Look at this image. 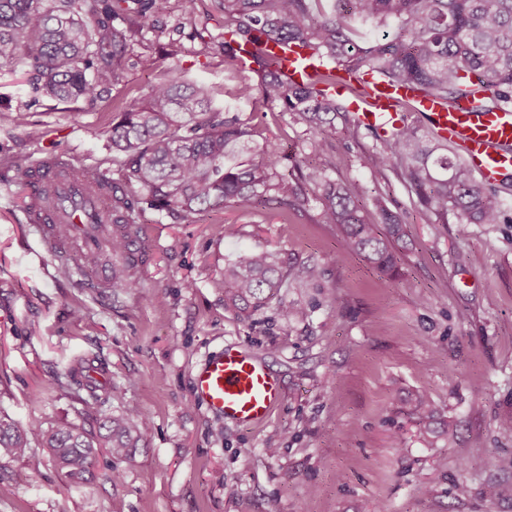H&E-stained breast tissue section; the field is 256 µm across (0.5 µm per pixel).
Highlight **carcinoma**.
Instances as JSON below:
<instances>
[{"instance_id": "obj_1", "label": "carcinoma", "mask_w": 512, "mask_h": 512, "mask_svg": "<svg viewBox=\"0 0 512 512\" xmlns=\"http://www.w3.org/2000/svg\"><path fill=\"white\" fill-rule=\"evenodd\" d=\"M84 0H59L46 8L42 0H0V64L24 61L36 75L39 89L61 101L92 98L99 87L114 85L122 77V59L140 22L158 7V0H101L102 12L125 13L124 27L105 17H79ZM324 0H219L224 10V63L238 66L233 44H259L265 40L295 43L326 60L324 69L302 85L286 84L273 57L259 56L263 72L259 87L240 85L236 93L246 99L259 95L281 111L293 115L317 139L334 128L336 114L346 107L325 97L321 88L332 87L343 71L356 82L371 72L375 77L406 83L455 102L491 87L480 106L493 110L512 104V0H336L338 11L329 13ZM393 22L396 29L370 41L352 29L347 16ZM253 130L234 112H216L207 91L181 82L170 70L149 87L144 98L117 105L108 135L115 177L93 172V180L112 182V223L139 232L146 209L183 218L226 204L254 214L275 198L288 208L301 206V188L277 173V148L265 143V160L239 159L248 148ZM373 168L391 169L417 196L421 209L442 221L452 209L472 224H499L504 201L500 186L474 180L464 164L448 158V144L420 134L412 123L380 139L367 156ZM305 182L323 188L320 221L341 226L347 246L391 281L398 276L393 241L402 221L382 211L386 232L366 221L351 191L320 167H309ZM125 235L112 236V287H139L134 263L123 259ZM319 270L291 261L272 250L244 252L224 265V279L214 287L224 292V308L249 316L268 305L282 288L298 283L317 287ZM432 404L423 393L415 396L411 414L418 422L432 417ZM150 421L137 407L104 417L103 433L93 439L67 422L49 429L39 421L22 428L0 417V459L23 458L33 441L50 449L67 481H88L98 450L115 458L137 447Z\"/></svg>"}]
</instances>
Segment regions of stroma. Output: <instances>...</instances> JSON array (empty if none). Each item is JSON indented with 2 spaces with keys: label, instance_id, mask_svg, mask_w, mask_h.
Listing matches in <instances>:
<instances>
[{
  "label": "stroma",
  "instance_id": "1",
  "mask_svg": "<svg viewBox=\"0 0 512 512\" xmlns=\"http://www.w3.org/2000/svg\"><path fill=\"white\" fill-rule=\"evenodd\" d=\"M170 70L213 88L214 107L250 122L256 143H274L289 180L319 166L354 188L370 220L398 215L399 278L387 282L345 247L338 225L320 223L311 184L286 215L274 202L251 216L228 205L186 220L146 211L139 286L106 298L44 253L9 184L14 165L62 153L112 170L114 102L144 95ZM245 82L261 75L225 68L215 0H163L132 38L121 81L91 99L34 93L28 67L0 65V113L24 115L21 126L0 125V415L93 433L96 414L135 406L151 422L128 457L100 452L94 478L77 488L40 444L39 477L26 460H0V512H512V497L488 494L512 484L500 464L512 432L499 426L512 415V194L505 223L470 224L453 211L438 223L393 173L364 164L378 143L370 130L339 118L316 147L288 113L237 99ZM259 249L318 267L321 278L281 289L244 318L212 283L226 261ZM283 303L299 304L303 318L284 320ZM229 344L260 355L281 384L263 425L224 421L194 393L195 367ZM77 358L101 370L93 414L85 390L58 382ZM418 389L434 403L435 428L454 423V441L429 438L410 415Z\"/></svg>",
  "mask_w": 512,
  "mask_h": 512
}]
</instances>
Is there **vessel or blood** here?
I'll list each match as a JSON object with an SVG mask.
<instances>
[{
    "label": "vessel or blood",
    "mask_w": 512,
    "mask_h": 512,
    "mask_svg": "<svg viewBox=\"0 0 512 512\" xmlns=\"http://www.w3.org/2000/svg\"><path fill=\"white\" fill-rule=\"evenodd\" d=\"M258 52L275 57L280 74L291 84L303 83L318 68L311 51L296 44H249L240 50V59L250 61ZM365 90L368 105L356 111L360 125L390 135L404 123L402 113L393 109L395 102L411 99L432 131L461 151L482 182L496 185L512 176V105L488 112L470 100L449 103L374 78L367 80ZM47 186L55 191V204L49 208L34 205L30 222L47 252L65 257L73 268H80L84 254L106 248L112 239V213L103 207L105 193L93 187L82 167L60 156L32 166L31 195H38ZM61 223L72 224L69 237L57 236L55 227ZM193 387L211 413L247 426L265 423L282 398L280 383L265 362L235 345L224 347L199 364Z\"/></svg>",
    "instance_id": "obj_1"
}]
</instances>
